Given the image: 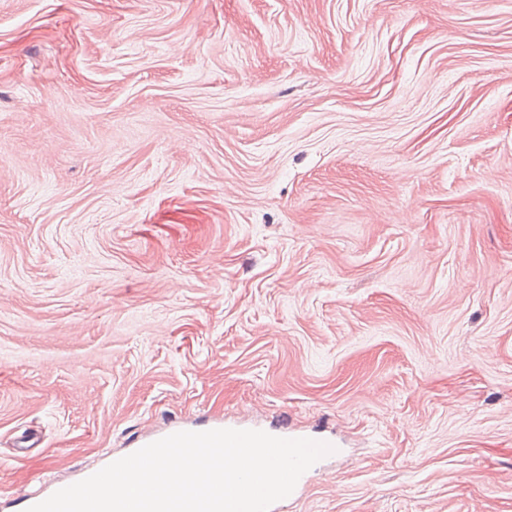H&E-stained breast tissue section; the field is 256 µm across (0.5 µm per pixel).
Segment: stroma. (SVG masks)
Here are the masks:
<instances>
[{
	"mask_svg": "<svg viewBox=\"0 0 512 512\" xmlns=\"http://www.w3.org/2000/svg\"><path fill=\"white\" fill-rule=\"evenodd\" d=\"M217 420L512 512V0H0V512ZM226 427H224V423L223 422H217V423H214L210 426H207V427H204V428H201V427H198L196 425H193V424H189V423H183V424H179V425H175V426H172V427H169L155 435H152V436H149L147 438H144L141 440V442L139 443L138 447L133 449L132 451L126 453V454H123V455H120V456H117V457H114L112 458V460L110 462H108L107 464H104L102 466H98V467H94V468H90V469H86L84 470L83 472L80 473L79 477L74 480V481H71V482H66V483H61V484H58L54 487H52L51 489H48V490H43V491H37V492H34V493H31V494H28L25 496V498L23 499V508H24V511L23 512H26L28 508H30L31 506L45 500L46 498H48L49 496H51L54 492H56L57 490L61 489V488H64V487H67L69 485H72L74 483H77L87 477H89L90 475L96 473L97 471H99L100 469H102L103 467L107 466L108 464L122 458V457H125L137 450H139L140 448L144 447L145 445L147 444H150L154 441H157L161 438H164L170 434H173V433H176V432H180V431H195V432H201V431H208V430H214V429H225Z\"/></svg>",
	"mask_w": 512,
	"mask_h": 512,
	"instance_id": "stroma-1",
	"label": "stroma"
}]
</instances>
